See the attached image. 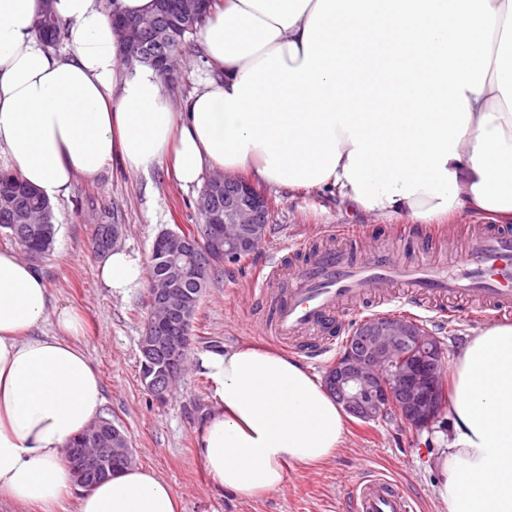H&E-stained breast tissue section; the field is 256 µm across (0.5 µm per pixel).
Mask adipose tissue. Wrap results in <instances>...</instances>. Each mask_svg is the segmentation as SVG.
Segmentation results:
<instances>
[{
	"instance_id": "ef3b65f1",
	"label": "adipose tissue",
	"mask_w": 512,
	"mask_h": 512,
	"mask_svg": "<svg viewBox=\"0 0 512 512\" xmlns=\"http://www.w3.org/2000/svg\"><path fill=\"white\" fill-rule=\"evenodd\" d=\"M155 0H0V169L50 200L111 164L205 168L416 224L462 213L512 223V0H222L201 49L219 70L174 109L148 67H120L116 16ZM67 49L39 37L44 8ZM111 294L146 285L141 257L113 251ZM42 271L0 248V501L54 512L75 485L70 441L104 402L78 343L83 318L50 308ZM54 330L38 334L44 321ZM212 410L198 453L215 483L260 499L292 467L341 450L348 417L294 356L242 344L204 356ZM448 433L435 458L447 512H512V324L468 337L451 364ZM151 470L84 490L76 512H180Z\"/></svg>"
}]
</instances>
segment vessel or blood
I'll return each instance as SVG.
<instances>
[{
  "mask_svg": "<svg viewBox=\"0 0 512 512\" xmlns=\"http://www.w3.org/2000/svg\"><path fill=\"white\" fill-rule=\"evenodd\" d=\"M394 247L355 250L362 234L357 227L329 229L326 243L293 269V288L276 296L270 323L272 335L285 344H301L304 352L319 355L331 345L342 306L374 298L387 305L393 289H407L411 300L425 305L461 300L468 318L489 320L512 316V230H479L462 254L448 264L409 261L406 247L414 233L395 230ZM344 512H412L408 495L384 475L367 471L347 487Z\"/></svg>",
  "mask_w": 512,
  "mask_h": 512,
  "instance_id": "b4317fda",
  "label": "vessel or blood"
}]
</instances>
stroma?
Wrapping results in <instances>:
<instances>
[{"label":"stroma","mask_w":512,"mask_h":512,"mask_svg":"<svg viewBox=\"0 0 512 512\" xmlns=\"http://www.w3.org/2000/svg\"><path fill=\"white\" fill-rule=\"evenodd\" d=\"M212 75L200 37L193 34L176 57L174 80L162 89L178 108ZM201 191L198 185L182 188L160 168L145 175L116 166L91 179L77 178L68 197L55 204L54 250L37 262L51 304L75 307L85 317L80 344L101 377L104 402L99 414L126 433L136 464L172 488L182 512H342L348 480L366 470L395 481L413 499L417 512H443L434 496L433 455L436 432L448 428L444 413L421 430L393 415L370 422L349 419L345 445L335 459L318 468L289 469L281 489L257 500L236 497L213 481L196 453L199 429L211 409V382L200 357L244 343L276 347L259 323L268 307L251 296L258 269L274 258L288 267L300 265L313 246L324 245L326 231L337 224L362 226L372 240L389 243L398 220L348 212L326 191L291 193L262 186L271 205L268 234L245 259L215 271L194 319L187 369L160 403L141 380L139 341L149 314L148 292L113 297L98 277L101 259L90 242L95 225L112 219L125 227L120 248L149 256L162 229L197 223L195 201ZM483 222V217L465 214L435 228L414 225L418 239L408 254L418 259L437 256V246L427 238L433 229L466 249L475 226ZM480 326V321L447 314L426 324L449 361Z\"/></svg>","instance_id":"stroma-1"}]
</instances>
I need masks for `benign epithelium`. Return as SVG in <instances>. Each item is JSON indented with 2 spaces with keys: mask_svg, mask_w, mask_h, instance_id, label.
Returning <instances> with one entry per match:
<instances>
[{
  "mask_svg": "<svg viewBox=\"0 0 512 512\" xmlns=\"http://www.w3.org/2000/svg\"><path fill=\"white\" fill-rule=\"evenodd\" d=\"M175 9L178 17H191L200 0H167L163 12ZM123 43L122 60L129 66L148 63L166 74L169 55L151 52L148 35L155 21L131 24L114 21ZM205 217L206 249L197 238L174 230L161 237L170 257L165 276L149 282L150 315L140 339L146 367L153 366L158 346L165 347L167 364L145 377L146 387L159 402L180 378L187 359L195 317L194 297L185 287L201 283L204 270L218 262H236L244 251H254L267 234L268 198L248 182L215 173L207 180V191L197 201ZM445 359L439 340L427 329L398 316H386L359 328L344 354L325 376L329 392L351 416L364 422L396 413L408 425L424 428L440 415ZM82 448L67 451V461L76 484L86 485L90 474L107 475L105 460L133 458L129 443L118 428L107 431L97 423L83 433Z\"/></svg>",
  "mask_w": 512,
  "mask_h": 512,
  "instance_id": "7a95c632",
  "label": "benign epithelium"
}]
</instances>
